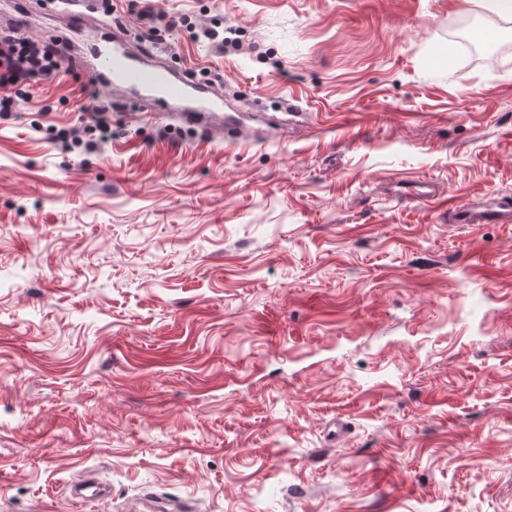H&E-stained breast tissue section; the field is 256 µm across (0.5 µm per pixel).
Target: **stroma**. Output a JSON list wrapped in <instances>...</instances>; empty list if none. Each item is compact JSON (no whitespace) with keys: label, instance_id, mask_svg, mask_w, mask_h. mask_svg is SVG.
Returning a JSON list of instances; mask_svg holds the SVG:
<instances>
[{"label":"stroma","instance_id":"35a3bbf8","mask_svg":"<svg viewBox=\"0 0 512 512\" xmlns=\"http://www.w3.org/2000/svg\"><path fill=\"white\" fill-rule=\"evenodd\" d=\"M41 3L0 12L48 42ZM108 19L232 120L213 137L128 89L111 141L65 150L88 82L65 67L0 114V512H512V224L450 213L512 203V20L469 0ZM80 477L108 503L74 501Z\"/></svg>","mask_w":512,"mask_h":512}]
</instances>
